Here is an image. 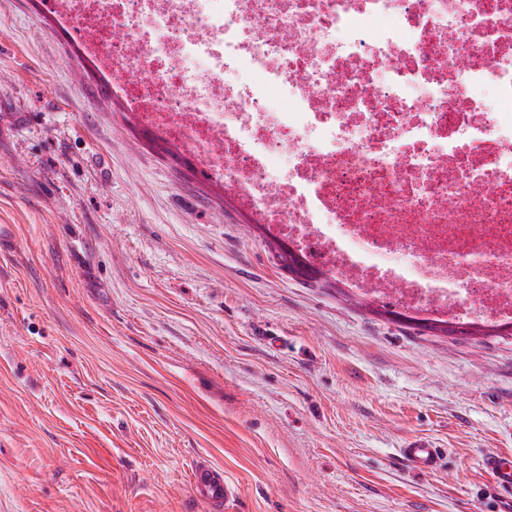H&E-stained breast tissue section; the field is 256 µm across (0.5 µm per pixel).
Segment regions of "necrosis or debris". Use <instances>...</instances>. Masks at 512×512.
I'll use <instances>...</instances> for the list:
<instances>
[{"label":"necrosis or debris","mask_w":512,"mask_h":512,"mask_svg":"<svg viewBox=\"0 0 512 512\" xmlns=\"http://www.w3.org/2000/svg\"><path fill=\"white\" fill-rule=\"evenodd\" d=\"M274 238L420 319L512 322V0H47Z\"/></svg>","instance_id":"obj_1"}]
</instances>
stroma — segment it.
Returning <instances> with one entry per match:
<instances>
[{
	"mask_svg": "<svg viewBox=\"0 0 512 512\" xmlns=\"http://www.w3.org/2000/svg\"><path fill=\"white\" fill-rule=\"evenodd\" d=\"M0 512H502L512 335L432 336L298 280L132 122L43 0H0ZM414 438L446 449L413 473ZM487 466L502 490L512 494V459L507 456H493L487 459ZM194 496L215 510L236 495L235 485L224 476V468L200 461L192 470Z\"/></svg>",
	"mask_w": 512,
	"mask_h": 512,
	"instance_id": "1",
	"label": "stroma"
}]
</instances>
